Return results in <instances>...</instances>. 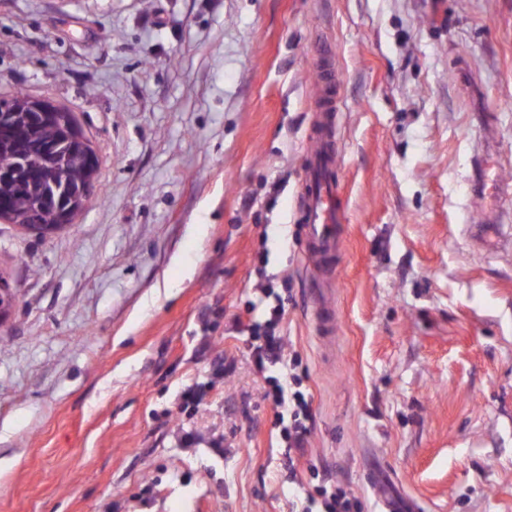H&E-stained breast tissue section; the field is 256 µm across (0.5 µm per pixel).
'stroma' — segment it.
I'll return each instance as SVG.
<instances>
[{
  "label": "stroma",
  "mask_w": 512,
  "mask_h": 512,
  "mask_svg": "<svg viewBox=\"0 0 512 512\" xmlns=\"http://www.w3.org/2000/svg\"><path fill=\"white\" fill-rule=\"evenodd\" d=\"M318 45L346 211L329 340L297 207ZM19 90L75 112L100 168L74 224L0 222V512H292L232 322L285 284L306 491L512 512V0H0Z\"/></svg>",
  "instance_id": "1"
}]
</instances>
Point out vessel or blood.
<instances>
[{"label":"vessel or blood","mask_w":512,"mask_h":512,"mask_svg":"<svg viewBox=\"0 0 512 512\" xmlns=\"http://www.w3.org/2000/svg\"><path fill=\"white\" fill-rule=\"evenodd\" d=\"M323 113L317 123L315 137L318 147L305 171L306 195L301 212L306 227V254L316 274L311 294L315 301L316 330L321 337H334L336 318L330 298L336 283L334 260L342 248L336 232L341 222L338 207L339 173L336 169V97L326 91L316 105Z\"/></svg>","instance_id":"obj_1"}]
</instances>
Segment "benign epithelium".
<instances>
[{"mask_svg": "<svg viewBox=\"0 0 512 512\" xmlns=\"http://www.w3.org/2000/svg\"><path fill=\"white\" fill-rule=\"evenodd\" d=\"M13 97H0V135L11 133L15 109ZM24 111L28 112V138L14 146L11 165L0 169V178L19 185L36 183L39 196L34 221H25L7 207L0 208V220L19 224L24 229L46 236L73 223L75 213L88 206L95 188V177L76 183L60 182L57 174L73 153L85 164L98 170V155L83 131L75 113L45 98L30 96Z\"/></svg>", "mask_w": 512, "mask_h": 512, "instance_id": "1", "label": "benign epithelium"}]
</instances>
